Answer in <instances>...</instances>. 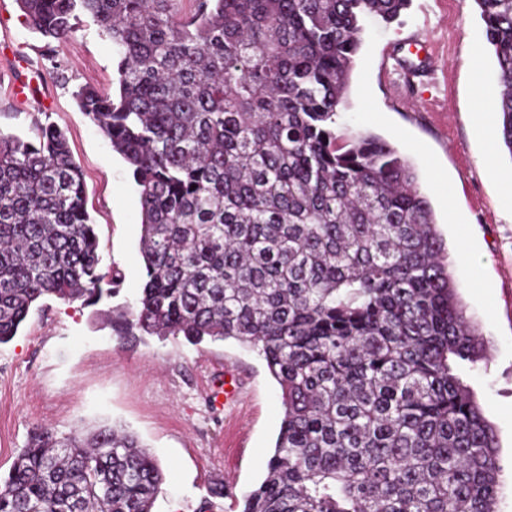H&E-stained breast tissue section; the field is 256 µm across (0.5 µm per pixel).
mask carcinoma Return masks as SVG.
Masks as SVG:
<instances>
[{
  "mask_svg": "<svg viewBox=\"0 0 512 512\" xmlns=\"http://www.w3.org/2000/svg\"><path fill=\"white\" fill-rule=\"evenodd\" d=\"M59 45L89 17L112 41L109 92L79 111L127 164L145 280L121 342L235 340L263 356L283 418L241 512H497L498 436L455 358L466 316L417 175L384 139L336 133L363 22L410 0H17ZM512 155V0H475ZM0 134V344L47 299L95 305L101 271L65 134ZM164 476L104 423L36 429L0 477V512H152Z\"/></svg>",
  "mask_w": 512,
  "mask_h": 512,
  "instance_id": "1",
  "label": "carcinoma"
}]
</instances>
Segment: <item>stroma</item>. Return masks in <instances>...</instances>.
<instances>
[{
    "label": "stroma",
    "instance_id": "35a3bbf8",
    "mask_svg": "<svg viewBox=\"0 0 512 512\" xmlns=\"http://www.w3.org/2000/svg\"><path fill=\"white\" fill-rule=\"evenodd\" d=\"M413 40L431 47V63L411 81L392 82L394 60ZM114 67L111 41L89 19L52 50L25 25L16 0H0V133L34 139L37 119L65 132L84 172L102 268L123 278L116 297L94 306L45 301L0 345V474L33 429L64 436L114 422L133 431L163 469L153 512H241L283 417L263 358L232 339L124 345L106 321V312L133 302L143 284L140 205L126 163L78 110L73 93L88 82L111 90ZM495 68L475 0H411L398 20L367 22L336 129L388 141L431 203L466 314L489 347L478 365L458 359L453 367L497 430V509L512 512V217L502 194L512 155L499 141L496 114L473 107L476 85L497 95ZM34 71L42 101L16 100L13 82ZM227 368L242 379L233 407L210 389ZM226 479L233 497L212 496V482Z\"/></svg>",
    "mask_w": 512,
    "mask_h": 512
}]
</instances>
